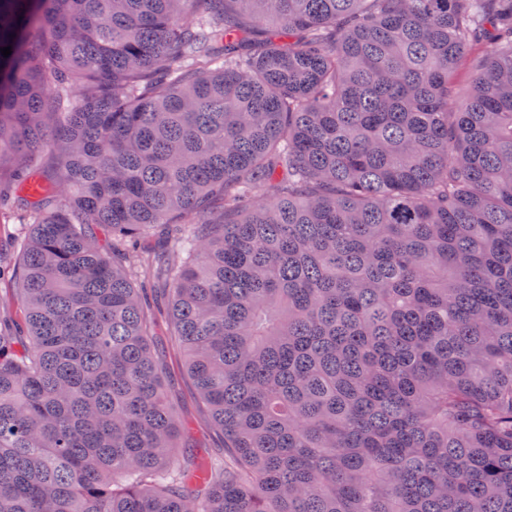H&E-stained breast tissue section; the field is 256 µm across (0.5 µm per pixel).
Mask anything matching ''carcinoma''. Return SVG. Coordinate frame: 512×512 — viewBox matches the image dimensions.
I'll list each match as a JSON object with an SVG mask.
<instances>
[{"label":"carcinoma","instance_id":"carcinoma-1","mask_svg":"<svg viewBox=\"0 0 512 512\" xmlns=\"http://www.w3.org/2000/svg\"><path fill=\"white\" fill-rule=\"evenodd\" d=\"M7 46L0 512H512V0H0ZM13 220L7 217H0V248L1 252V266L2 268L10 265L14 261L13 252V232L15 225ZM154 336L156 349L164 360L165 388L173 398V406L179 418L190 427V448H182L185 457L200 456L205 449L220 448L222 439L214 435L207 424L206 413L195 398L194 391L183 374L182 358L177 350H173L170 336H167L166 325L162 324ZM208 447V448H192Z\"/></svg>","mask_w":512,"mask_h":512}]
</instances>
